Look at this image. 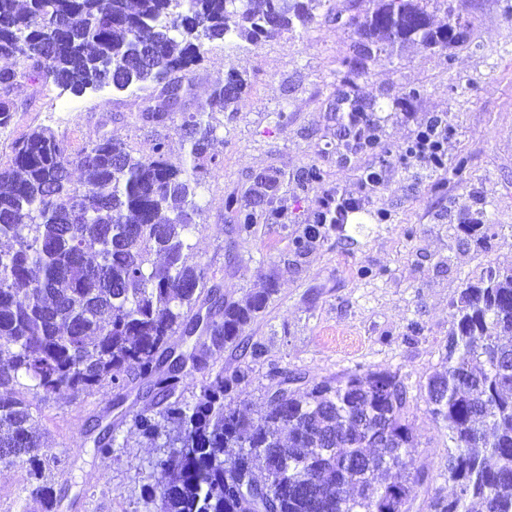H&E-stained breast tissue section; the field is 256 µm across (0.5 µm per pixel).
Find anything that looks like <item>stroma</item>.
Returning a JSON list of instances; mask_svg holds the SVG:
<instances>
[{
    "mask_svg": "<svg viewBox=\"0 0 512 512\" xmlns=\"http://www.w3.org/2000/svg\"><path fill=\"white\" fill-rule=\"evenodd\" d=\"M507 2L467 0L472 28L464 41L442 48L417 38L391 59L369 65L357 93L376 108L382 146L346 162L330 103L357 36L324 14L347 13L349 0H328L300 35L286 31L258 44L211 42L190 75L199 100L228 73L248 83L234 111L212 119L223 165L196 189L192 260L224 297L236 300L270 285L276 292L240 346L215 353L208 373L183 378L180 391L193 397L208 374L246 367L250 381L236 404L253 412L287 375L322 379L383 368L398 373L407 390L405 418L418 442L415 464L431 477L414 486L410 512H427L434 490L445 485L449 441L429 412L425 384L443 364L451 304L463 284L487 267H512ZM14 102L15 121L0 132L1 159L14 139L37 127L75 146L108 131L136 153L151 151L149 128L131 120L146 105L143 93L103 88L77 96L25 79ZM435 115L448 123V169L400 163L401 148ZM461 159L467 165L459 175L454 167ZM311 165L323 170V181L297 188L296 175ZM371 166L384 175L383 187L374 191L362 179ZM267 169L290 178L274 201L288 221L259 225L254 237L240 240L227 201ZM336 191L365 199V211L349 215L316 249L297 251L294 237L323 195ZM464 224L490 225L486 243L467 238ZM255 343L263 350L257 359L250 354ZM145 386L138 379L119 392L107 384L84 398L61 394L40 403L38 426L52 453L65 461L56 476L55 512H159V504L140 497L153 451L129 424L120 426L111 454L102 455L94 444L103 423L116 418V394H124L121 411L131 417L150 404L140 395Z\"/></svg>",
    "mask_w": 512,
    "mask_h": 512,
    "instance_id": "obj_1",
    "label": "stroma"
}]
</instances>
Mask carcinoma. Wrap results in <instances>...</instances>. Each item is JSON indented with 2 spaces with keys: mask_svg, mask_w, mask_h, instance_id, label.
<instances>
[{
  "mask_svg": "<svg viewBox=\"0 0 512 512\" xmlns=\"http://www.w3.org/2000/svg\"><path fill=\"white\" fill-rule=\"evenodd\" d=\"M323 0H0V128L14 122L21 79L76 95L99 87L146 91L135 122L177 126L191 169L167 160V137L136 156L108 133L81 147L35 128L0 162V466L25 473L42 512L57 505L50 453L35 422L39 403L103 385L152 384L150 407L133 427L160 449L141 486L161 512H254L244 487L261 482L277 512H409L411 485L429 481L415 466L417 442L403 411L407 391L388 370L335 378L284 377L263 410L233 405L249 369L218 372L192 400L182 377L207 369L216 351L237 347L275 288L217 299L207 272L189 262L198 213L196 187L223 159L212 152V114L237 104L247 88L230 73L192 112L190 66L214 40L254 43L305 30ZM347 19L360 41L343 62L332 111L343 113L341 160L380 145L374 107L356 80L388 48L419 35L431 46L463 40L465 0H443L448 27L431 28L424 0H374ZM80 171L74 178L73 171ZM288 176L263 171L227 206L239 237L280 224L273 203ZM336 224L332 205L312 213L299 250ZM443 370L428 378L427 403L448 431L446 479L428 512H512V267H489L452 303ZM297 382L299 387L289 384Z\"/></svg>",
  "mask_w": 512,
  "mask_h": 512,
  "instance_id": "obj_1",
  "label": "carcinoma"
}]
</instances>
